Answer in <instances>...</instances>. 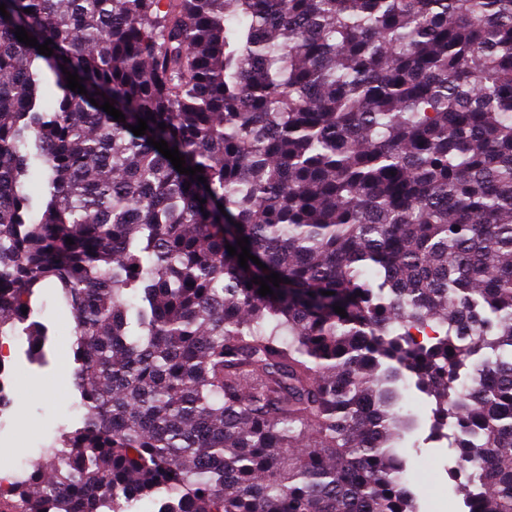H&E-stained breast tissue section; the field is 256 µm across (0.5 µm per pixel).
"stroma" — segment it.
<instances>
[{
    "label": "stroma",
    "instance_id": "1",
    "mask_svg": "<svg viewBox=\"0 0 512 512\" xmlns=\"http://www.w3.org/2000/svg\"><path fill=\"white\" fill-rule=\"evenodd\" d=\"M31 318L47 332L45 360L33 359L22 332L7 336L11 356L5 364L7 406L0 413V450L12 461L29 465L62 433L81 426L83 407L74 385L75 320L71 309L50 288L32 299ZM401 404L414 424L406 435L408 465L421 512H467L462 499L451 498L448 448L428 441L430 404L415 387L401 392Z\"/></svg>",
    "mask_w": 512,
    "mask_h": 512
}]
</instances>
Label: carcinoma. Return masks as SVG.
<instances>
[{
  "label": "carcinoma",
  "instance_id": "carcinoma-1",
  "mask_svg": "<svg viewBox=\"0 0 512 512\" xmlns=\"http://www.w3.org/2000/svg\"><path fill=\"white\" fill-rule=\"evenodd\" d=\"M0 4V337L57 288L85 409L0 512H419L408 378L512 512V0Z\"/></svg>",
  "mask_w": 512,
  "mask_h": 512
}]
</instances>
